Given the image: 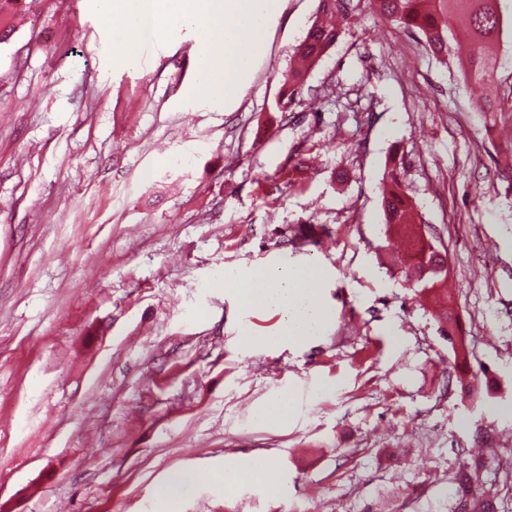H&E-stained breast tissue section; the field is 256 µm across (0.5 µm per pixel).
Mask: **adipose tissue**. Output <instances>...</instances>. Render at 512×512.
<instances>
[{
	"instance_id": "adipose-tissue-1",
	"label": "adipose tissue",
	"mask_w": 512,
	"mask_h": 512,
	"mask_svg": "<svg viewBox=\"0 0 512 512\" xmlns=\"http://www.w3.org/2000/svg\"><path fill=\"white\" fill-rule=\"evenodd\" d=\"M99 7L104 19L122 21L132 57L144 35L162 40L174 23L200 30L206 45L199 78L188 93L218 102L230 100L245 80L264 47V20L279 9L280 0H99ZM320 280L314 266L224 272L225 287L235 289L245 306L278 316L271 338L278 345L311 340L325 328L330 311L321 298Z\"/></svg>"
}]
</instances>
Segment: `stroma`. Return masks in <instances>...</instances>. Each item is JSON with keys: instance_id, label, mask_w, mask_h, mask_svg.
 <instances>
[{"instance_id": "1", "label": "stroma", "mask_w": 512, "mask_h": 512, "mask_svg": "<svg viewBox=\"0 0 512 512\" xmlns=\"http://www.w3.org/2000/svg\"><path fill=\"white\" fill-rule=\"evenodd\" d=\"M319 0H281L237 98L191 99L202 35L122 57L95 0H40L0 43V512H450L462 459L512 512V0L486 133L479 86L367 8L276 109ZM398 161L441 243L476 401L427 295L393 258ZM322 232L320 242L305 234ZM324 272L323 332L261 343L224 270ZM282 391L285 423L258 411ZM268 479L228 487L229 461ZM196 481L176 506L157 487ZM245 474L255 478H265L268 474V464L261 457H251L245 467L238 463H229L224 466V484L231 487ZM193 480V476L184 471H174L164 483L158 486L156 496L162 501L174 502L182 496Z\"/></svg>"}]
</instances>
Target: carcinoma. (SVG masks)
<instances>
[{
	"label": "carcinoma",
	"mask_w": 512,
	"mask_h": 512,
	"mask_svg": "<svg viewBox=\"0 0 512 512\" xmlns=\"http://www.w3.org/2000/svg\"><path fill=\"white\" fill-rule=\"evenodd\" d=\"M35 2L0 0V42L10 35L9 20L30 9ZM377 7L387 19L411 32H419L437 57L447 55L448 44H454L466 80L494 83L501 65L499 45L504 27L499 0H377ZM355 9L354 0H319L323 19L314 21L299 45L297 61L288 71V90L281 101L292 103L309 70L336 43L340 33L338 23L347 20ZM477 111L488 115L486 130H492L497 124L498 106L486 99L477 103ZM381 192L386 231L409 239L410 261L401 267V272L413 282V287L434 298L441 335L448 339L455 359L465 363L469 348L450 307L446 260L437 240L428 241L418 233V212L404 189L399 164L387 168ZM480 479L477 469L465 464L459 467L454 475L456 504L465 505V512H496V500L473 492Z\"/></svg>",
	"instance_id": "obj_1"
}]
</instances>
